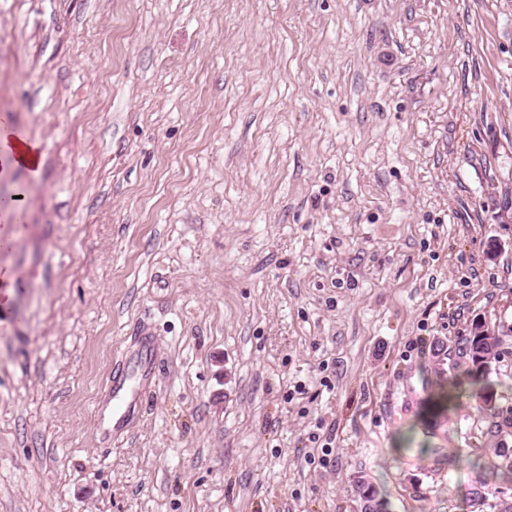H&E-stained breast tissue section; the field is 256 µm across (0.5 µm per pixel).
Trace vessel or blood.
<instances>
[{
  "instance_id": "1",
  "label": "vessel or blood",
  "mask_w": 512,
  "mask_h": 512,
  "mask_svg": "<svg viewBox=\"0 0 512 512\" xmlns=\"http://www.w3.org/2000/svg\"><path fill=\"white\" fill-rule=\"evenodd\" d=\"M157 345L143 338L129 365L114 373L110 383V406L100 411L102 438L121 439L130 431L136 411L151 391L156 378Z\"/></svg>"
}]
</instances>
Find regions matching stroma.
Returning <instances> with one entry per match:
<instances>
[{"label": "stroma", "mask_w": 512, "mask_h": 512, "mask_svg": "<svg viewBox=\"0 0 512 512\" xmlns=\"http://www.w3.org/2000/svg\"><path fill=\"white\" fill-rule=\"evenodd\" d=\"M1 114L42 159L0 178V512H470L492 420L432 398L483 322L512 415V0H0ZM156 348L157 344L152 338L144 337L129 365L112 375L111 401L100 410V435L103 440L111 435L112 440H119L130 432L136 411L156 379Z\"/></svg>", "instance_id": "35a3bbf8"}]
</instances>
